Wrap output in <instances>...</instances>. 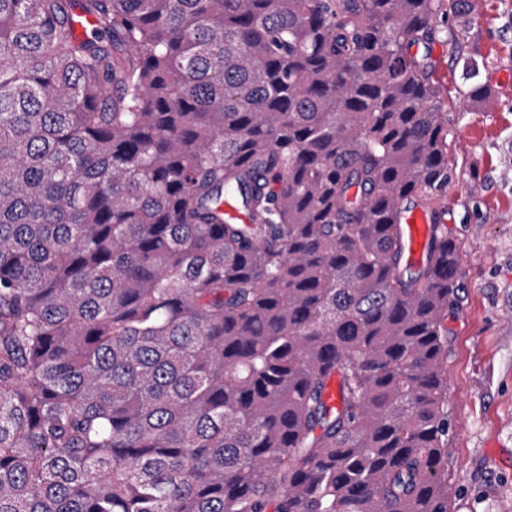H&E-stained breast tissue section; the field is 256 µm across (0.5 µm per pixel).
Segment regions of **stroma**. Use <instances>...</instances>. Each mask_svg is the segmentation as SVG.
I'll use <instances>...</instances> for the list:
<instances>
[{"mask_svg":"<svg viewBox=\"0 0 512 512\" xmlns=\"http://www.w3.org/2000/svg\"><path fill=\"white\" fill-rule=\"evenodd\" d=\"M417 52L448 119V207L463 251L448 315L453 512H512V0H471ZM487 93L469 97L464 59Z\"/></svg>","mask_w":512,"mask_h":512,"instance_id":"35a3bbf8","label":"stroma"}]
</instances>
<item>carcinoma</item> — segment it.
I'll return each mask as SVG.
<instances>
[{
    "mask_svg": "<svg viewBox=\"0 0 512 512\" xmlns=\"http://www.w3.org/2000/svg\"><path fill=\"white\" fill-rule=\"evenodd\" d=\"M453 8L0 0V512H452ZM403 239L408 244L410 256L422 258L431 234L433 218L424 204L415 199H406L399 205Z\"/></svg>",
    "mask_w": 512,
    "mask_h": 512,
    "instance_id": "1",
    "label": "carcinoma"
}]
</instances>
